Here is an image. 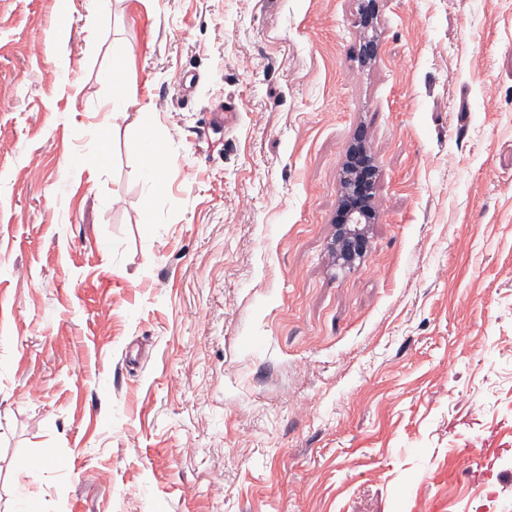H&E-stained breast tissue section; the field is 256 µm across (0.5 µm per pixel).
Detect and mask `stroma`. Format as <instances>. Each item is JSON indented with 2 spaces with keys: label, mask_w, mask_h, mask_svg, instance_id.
<instances>
[{
  "label": "stroma",
  "mask_w": 512,
  "mask_h": 512,
  "mask_svg": "<svg viewBox=\"0 0 512 512\" xmlns=\"http://www.w3.org/2000/svg\"><path fill=\"white\" fill-rule=\"evenodd\" d=\"M0 512H512V0H0ZM378 169L374 158L367 152L364 136L358 133L348 150L343 171L344 197L336 211L334 251L343 266H353L368 248L367 224L372 223V195ZM139 150L144 160L141 177L146 183L158 185L159 169L163 162L159 146L151 136H142Z\"/></svg>",
  "instance_id": "1"
}]
</instances>
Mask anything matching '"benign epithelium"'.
<instances>
[{
    "instance_id": "obj_1",
    "label": "benign epithelium",
    "mask_w": 512,
    "mask_h": 512,
    "mask_svg": "<svg viewBox=\"0 0 512 512\" xmlns=\"http://www.w3.org/2000/svg\"><path fill=\"white\" fill-rule=\"evenodd\" d=\"M378 169L367 152L364 136L359 133L348 150L343 171L344 197L336 211L334 251L344 266H352L368 248L367 225L374 220L371 209Z\"/></svg>"
}]
</instances>
